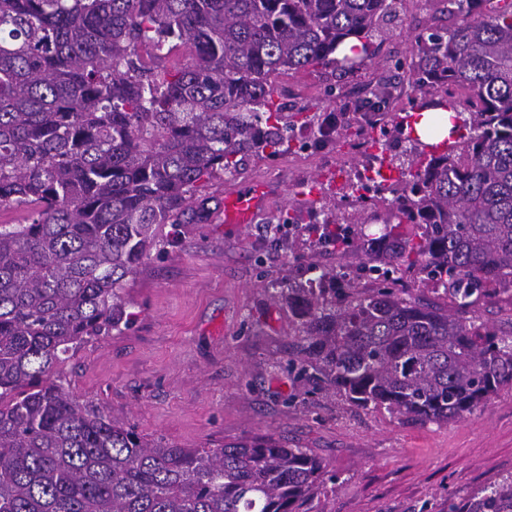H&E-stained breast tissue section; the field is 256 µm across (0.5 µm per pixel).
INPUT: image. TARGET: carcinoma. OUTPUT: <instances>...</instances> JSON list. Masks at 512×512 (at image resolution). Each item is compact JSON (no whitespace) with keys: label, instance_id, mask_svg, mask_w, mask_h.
<instances>
[{"label":"carcinoma","instance_id":"obj_1","mask_svg":"<svg viewBox=\"0 0 512 512\" xmlns=\"http://www.w3.org/2000/svg\"><path fill=\"white\" fill-rule=\"evenodd\" d=\"M403 2L0 0V209L26 212L0 221V512H314L336 475L307 449L272 435L182 448L73 400L59 372L133 327L127 285L177 242L196 194L290 151L297 124L382 154L332 206L278 218L345 260L270 281L295 328L289 366L421 424L512 387V334L478 316L512 297V0H440L454 23L413 37L409 108L389 123L399 155L372 137L385 79L362 124L291 112L276 83L383 68ZM426 111L448 113L440 143L411 136ZM448 512H512V476Z\"/></svg>","mask_w":512,"mask_h":512}]
</instances>
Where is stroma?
<instances>
[{
	"label": "stroma",
	"instance_id": "1",
	"mask_svg": "<svg viewBox=\"0 0 512 512\" xmlns=\"http://www.w3.org/2000/svg\"><path fill=\"white\" fill-rule=\"evenodd\" d=\"M434 8L433 0H404L382 55H405ZM376 72L317 70L277 83L289 107L311 115L353 108ZM354 174L346 143L308 142L274 161L250 159L208 187L207 221L185 225L131 286L137 323L64 364L72 396L188 448L265 434L288 439L336 475L322 512H448L449 497L512 475L511 388L465 419L417 425L316 392L289 370L294 331L263 276L287 275L306 248L275 247L271 222L303 200L332 201ZM252 183L265 185L266 208L252 223H225V191Z\"/></svg>",
	"mask_w": 512,
	"mask_h": 512
}]
</instances>
